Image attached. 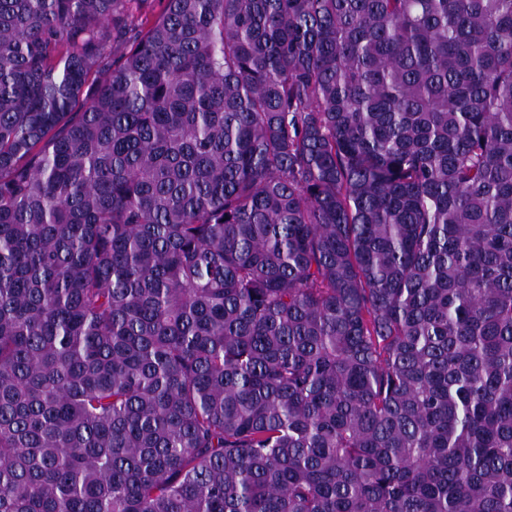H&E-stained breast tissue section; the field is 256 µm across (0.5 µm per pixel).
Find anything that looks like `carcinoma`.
I'll return each instance as SVG.
<instances>
[{
	"label": "carcinoma",
	"instance_id": "carcinoma-1",
	"mask_svg": "<svg viewBox=\"0 0 512 512\" xmlns=\"http://www.w3.org/2000/svg\"><path fill=\"white\" fill-rule=\"evenodd\" d=\"M0 0V512H512V0Z\"/></svg>",
	"mask_w": 512,
	"mask_h": 512
}]
</instances>
